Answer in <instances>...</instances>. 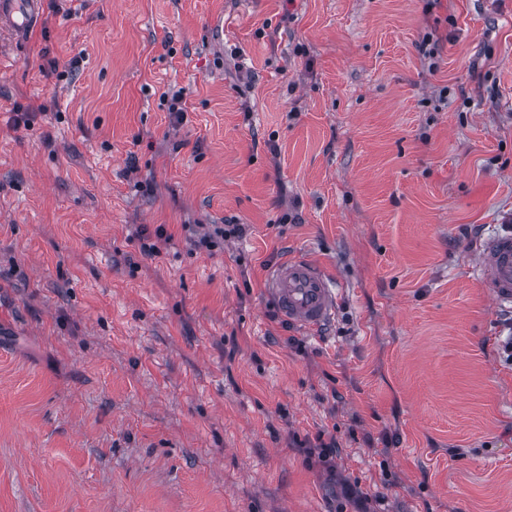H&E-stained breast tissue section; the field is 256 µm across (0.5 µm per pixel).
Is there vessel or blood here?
I'll list each match as a JSON object with an SVG mask.
<instances>
[{
	"label": "vessel or blood",
	"mask_w": 512,
	"mask_h": 512,
	"mask_svg": "<svg viewBox=\"0 0 512 512\" xmlns=\"http://www.w3.org/2000/svg\"><path fill=\"white\" fill-rule=\"evenodd\" d=\"M42 0H0V32L24 39L41 20ZM483 294L500 306H512V233L486 240L478 252ZM266 297L290 324L320 328L336 316L337 293L323 268L304 255L277 263L268 272Z\"/></svg>",
	"instance_id": "obj_1"
}]
</instances>
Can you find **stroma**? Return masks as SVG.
I'll return each instance as SVG.
<instances>
[{
    "instance_id": "obj_1",
    "label": "stroma",
    "mask_w": 512,
    "mask_h": 512,
    "mask_svg": "<svg viewBox=\"0 0 512 512\" xmlns=\"http://www.w3.org/2000/svg\"><path fill=\"white\" fill-rule=\"evenodd\" d=\"M510 218L512 0H43L0 36V512H512ZM296 253L317 330L265 295ZM137 238L142 241L141 251L148 256L159 257L163 250H167L173 244L174 235L168 233L163 226L156 228L154 235L147 233V228L143 227L136 232ZM242 226L241 224H211L207 232L193 242L190 240L191 245L211 251L221 241L224 242V239L240 236L243 233ZM483 294L498 306H512V233L486 240L478 252ZM266 297L288 324L304 329H318L336 317V286L317 262L304 255H294L271 267Z\"/></svg>"
}]
</instances>
